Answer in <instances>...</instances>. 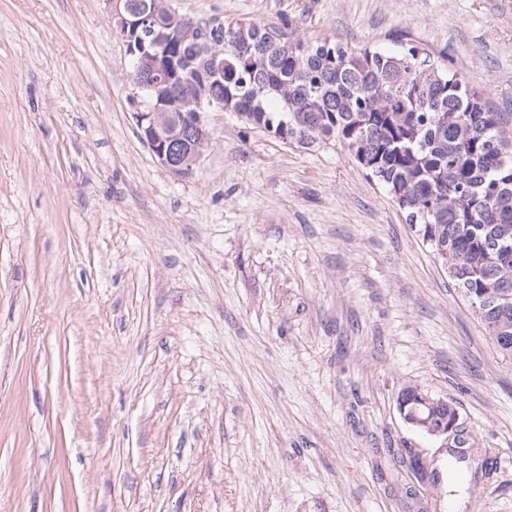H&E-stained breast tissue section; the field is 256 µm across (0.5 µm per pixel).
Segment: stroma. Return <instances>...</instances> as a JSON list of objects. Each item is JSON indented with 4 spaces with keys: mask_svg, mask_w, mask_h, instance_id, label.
Segmentation results:
<instances>
[{
    "mask_svg": "<svg viewBox=\"0 0 512 512\" xmlns=\"http://www.w3.org/2000/svg\"><path fill=\"white\" fill-rule=\"evenodd\" d=\"M388 50L512 113V0H169ZM106 0H0V512H512V357L376 179L212 111L162 166ZM447 399L459 439L398 411Z\"/></svg>",
    "mask_w": 512,
    "mask_h": 512,
    "instance_id": "obj_1",
    "label": "stroma"
}]
</instances>
